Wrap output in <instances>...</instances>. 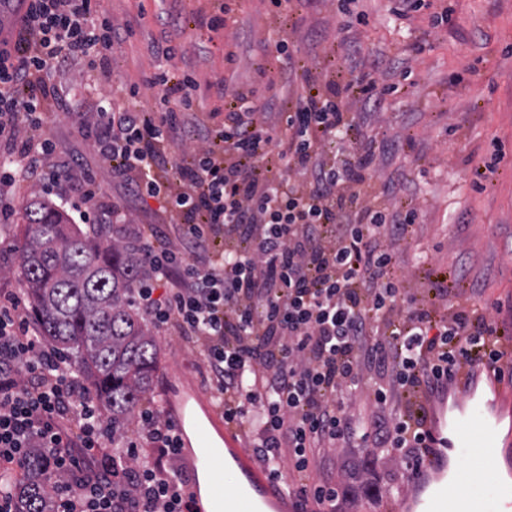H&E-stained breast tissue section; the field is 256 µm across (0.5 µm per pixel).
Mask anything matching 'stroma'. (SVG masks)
<instances>
[{"mask_svg":"<svg viewBox=\"0 0 512 512\" xmlns=\"http://www.w3.org/2000/svg\"><path fill=\"white\" fill-rule=\"evenodd\" d=\"M218 0H110L112 22L122 28L111 50L112 82L138 84L153 71V41L166 40L183 52L166 62L172 72L194 71L196 92L213 106L209 83L225 80L230 89L250 86L258 70L275 79L281 97L300 91L302 81L289 73L264 41L284 38L296 50L320 87L345 84L352 76L336 30V0H293L290 11L276 14L270 0H237L234 22L210 34L198 18L213 13ZM453 6L450 24L432 28L426 14L397 19L389 0H365L367 24L355 35L364 49L383 55L380 85L389 87L384 111L362 116L367 134L386 140L378 161V179L404 180L406 201L419 211L412 237L400 247V276L406 289L420 294L430 278L444 275L482 289L491 317L512 338V0H436ZM236 54L224 62L225 51ZM412 69L402 78L399 61ZM47 132L57 158L92 174L100 188L97 204L125 207L129 221L108 225V235L131 242L132 224L159 219L160 204L128 195L112 178V169L94 152L92 140L64 111L48 119ZM504 157L495 169L479 172L494 148ZM28 194L0 200L10 212L0 223V295L22 294L18 246L23 238V207ZM158 368L141 410L160 406L168 377L190 368L202 391H210L194 350L176 336L155 334ZM321 480L335 484L341 512H392L407 472L400 461L368 449L358 451L347 471L332 469Z\"/></svg>","mask_w":512,"mask_h":512,"instance_id":"stroma-1","label":"stroma"}]
</instances>
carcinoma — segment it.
Instances as JSON below:
<instances>
[{"mask_svg": "<svg viewBox=\"0 0 512 512\" xmlns=\"http://www.w3.org/2000/svg\"><path fill=\"white\" fill-rule=\"evenodd\" d=\"M22 220L25 296L41 335L77 366L119 437L157 369L156 338L129 301L141 261L120 240L83 233L49 200L28 202ZM42 456L32 449L25 477L11 484L16 512H52Z\"/></svg>", "mask_w": 512, "mask_h": 512, "instance_id": "carcinoma-1", "label": "carcinoma"}]
</instances>
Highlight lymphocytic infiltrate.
Here are the masks:
<instances>
[{
	"mask_svg": "<svg viewBox=\"0 0 512 512\" xmlns=\"http://www.w3.org/2000/svg\"><path fill=\"white\" fill-rule=\"evenodd\" d=\"M12 28L0 40V197L65 186L94 202L83 172L50 162L48 110L66 105L128 192L159 201L163 219L134 230L142 273L132 299L157 330L196 346L225 423L257 462L277 477L291 462L298 498L330 504L335 485L310 478L337 449L373 448L416 465L444 381L497 363L506 343L477 289L455 292L442 278L420 299L398 276L418 210L376 186L385 144L350 110L381 106V59L359 64L330 95L306 91L287 108L270 80L262 106L255 89L221 82L208 109L196 102L195 74L159 68L142 80L158 110L130 106L119 85L84 114L77 85L51 78L82 63L89 79L111 83L116 30L101 0H18ZM176 146L173 165L160 169ZM34 448L57 479L55 512H192L162 410L142 412L137 440L114 448L73 365L42 346L7 296L0 473L24 471ZM78 450L93 473L76 476Z\"/></svg>",
	"mask_w": 512,
	"mask_h": 512,
	"instance_id": "obj_1",
	"label": "lymphocytic infiltrate"
}]
</instances>
